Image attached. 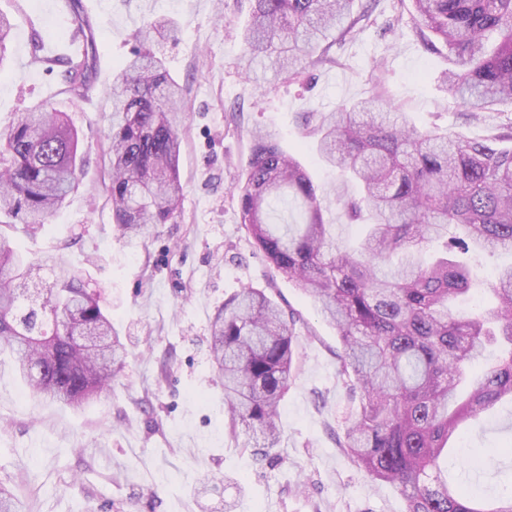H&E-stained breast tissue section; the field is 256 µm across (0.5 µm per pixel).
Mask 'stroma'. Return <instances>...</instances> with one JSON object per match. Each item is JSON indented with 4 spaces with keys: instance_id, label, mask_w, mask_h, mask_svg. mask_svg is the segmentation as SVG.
<instances>
[{
    "instance_id": "35a3bbf8",
    "label": "stroma",
    "mask_w": 512,
    "mask_h": 512,
    "mask_svg": "<svg viewBox=\"0 0 512 512\" xmlns=\"http://www.w3.org/2000/svg\"><path fill=\"white\" fill-rule=\"evenodd\" d=\"M95 28L97 78L80 102L65 92L64 61L75 50L58 0H0L14 24L0 64V132L18 112L52 99L79 135L77 188L34 235L13 245L31 259L61 250L87 261L125 344L126 366L110 391L75 409L29 393L0 356V483L22 512H405L395 486L370 479L340 448L356 405L338 376L341 344L318 304L258 251L242 224L236 184L253 134L277 127L281 146L310 171L324 218L354 238L333 192L336 176L317 160L302 121L379 91L419 129L469 140L512 126V110L471 112L440 77L450 62L413 27V0H355L362 31L333 46L335 66L291 79L274 66L244 73L249 0H82ZM166 16L178 40L154 53L184 89L180 214L130 242L112 229L106 89L138 43L143 20ZM295 317L296 377L281 402L279 456L257 460L245 432L230 433L224 388L209 356L217 306L245 286ZM512 402L503 401L454 441L448 475L496 498L512 494Z\"/></svg>"
}]
</instances>
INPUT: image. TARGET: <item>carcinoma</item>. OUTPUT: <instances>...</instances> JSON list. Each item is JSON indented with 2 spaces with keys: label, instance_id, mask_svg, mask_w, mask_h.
Returning a JSON list of instances; mask_svg holds the SVG:
<instances>
[{
  "label": "carcinoma",
  "instance_id": "carcinoma-1",
  "mask_svg": "<svg viewBox=\"0 0 512 512\" xmlns=\"http://www.w3.org/2000/svg\"><path fill=\"white\" fill-rule=\"evenodd\" d=\"M354 0H252L244 32L249 69L266 63L296 76L335 58L320 43L351 35L360 19ZM415 27L448 50L443 84L474 112L512 106V0H414ZM72 23L91 53L66 61V92L83 99L95 83L93 28L73 0ZM169 19L143 21L139 48L115 74L108 193L113 230L137 241L180 212L179 158L183 90L150 45L174 39ZM321 161L362 184L344 200L349 219L361 211L357 244L336 241L323 198L306 168L274 130L252 139L238 184L249 237L277 271L313 297L336 326L338 375L360 406L341 447L374 480L395 485L406 512H512V496L480 506L476 492L448 485L440 459L460 426L512 399V264L489 283L494 302L459 313L452 303L474 283L483 253L512 254V149L496 140L423 132L373 93L332 112L305 117ZM78 134L54 102L19 113L0 134V228L21 224L35 234L75 188ZM297 204L300 221L276 224L277 204ZM397 262L392 264V257ZM52 284L32 283L34 272ZM294 323L264 292L244 288L217 309L210 357L224 386L230 432L241 426L263 438L258 454L281 442L280 403L294 380ZM498 360L474 373L487 346ZM8 353L29 391L75 407L112 387L126 351L84 270L62 253L26 261L0 234V355ZM14 489L0 486V512H20Z\"/></svg>",
  "mask_w": 512,
  "mask_h": 512
}]
</instances>
